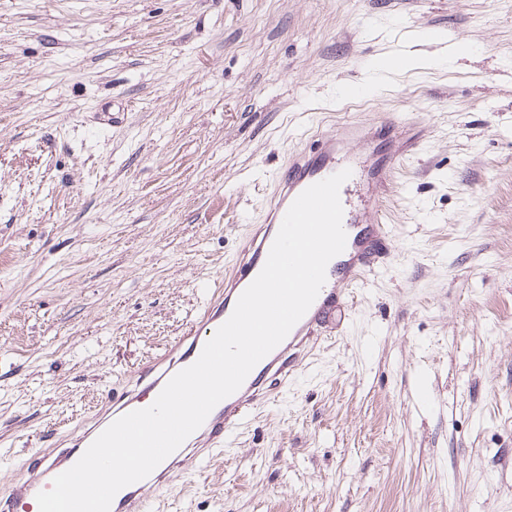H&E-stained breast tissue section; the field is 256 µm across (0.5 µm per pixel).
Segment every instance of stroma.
I'll return each mask as SVG.
<instances>
[{
	"label": "stroma",
	"instance_id": "stroma-1",
	"mask_svg": "<svg viewBox=\"0 0 512 512\" xmlns=\"http://www.w3.org/2000/svg\"><path fill=\"white\" fill-rule=\"evenodd\" d=\"M392 118L345 145L400 156L385 269L148 512H512V0H0V489L183 335L290 156Z\"/></svg>",
	"mask_w": 512,
	"mask_h": 512
}]
</instances>
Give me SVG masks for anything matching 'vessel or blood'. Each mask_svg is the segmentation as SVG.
Returning a JSON list of instances; mask_svg holds the SVG:
<instances>
[{
  "label": "vessel or blood",
  "mask_w": 512,
  "mask_h": 512,
  "mask_svg": "<svg viewBox=\"0 0 512 512\" xmlns=\"http://www.w3.org/2000/svg\"><path fill=\"white\" fill-rule=\"evenodd\" d=\"M355 133V126L346 124L334 132L318 134L313 149L292 157L278 177L263 223L251 226L233 264L207 289L203 307L183 336L141 368L133 388L108 395L79 435L67 444L56 441L39 449L24 463L20 477L0 498V512H39L38 492L50 489L53 478L74 465L112 422L150 406L176 373L193 364L262 270L293 201L312 184L348 168L352 175L340 188L346 247L329 262L326 282L314 303L288 336L253 368L242 386L215 406L198 430L146 478L116 494L110 512H145L151 499L167 488L173 472L192 469L221 451L225 438L245 422L254 406L269 401L287 386L299 358L320 339L326 317L348 304L352 287L382 270L392 250L393 234L380 217L384 202L380 188L394 179L397 164L392 158L362 162L347 155L342 144Z\"/></svg>",
  "instance_id": "vessel-or-blood-1"
}]
</instances>
